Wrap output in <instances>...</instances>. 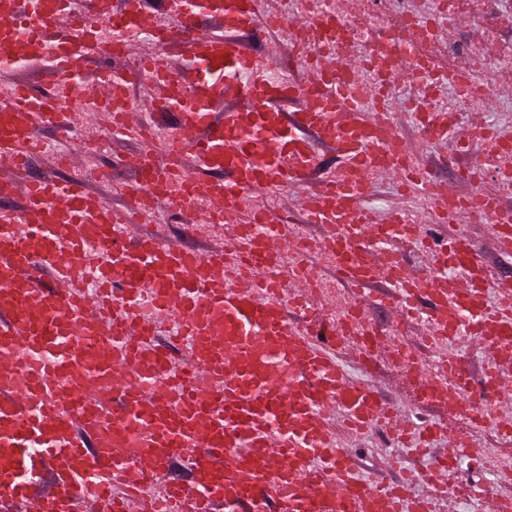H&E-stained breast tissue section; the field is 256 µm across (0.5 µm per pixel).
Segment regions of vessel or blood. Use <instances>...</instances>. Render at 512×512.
Wrapping results in <instances>:
<instances>
[{
	"label": "vessel or blood",
	"mask_w": 512,
	"mask_h": 512,
	"mask_svg": "<svg viewBox=\"0 0 512 512\" xmlns=\"http://www.w3.org/2000/svg\"><path fill=\"white\" fill-rule=\"evenodd\" d=\"M334 13L164 0L159 17L145 0H0V71L42 62L53 76L48 95L0 84V171L26 168L35 151L78 165L77 155L52 148L47 128L102 125L138 146L118 211L83 178L0 182V512H85L101 499L111 512H213L218 502L225 512H439L447 452L415 474L425 491L412 496L406 483L366 478L339 432L386 427L422 448L468 440L413 424L377 387L349 378L341 350L350 346L365 367L395 363L398 341L361 324L370 302L404 319L424 314L426 345L404 360V379L425 400L467 409L471 367L454 346L463 336L488 353L512 345V281L491 279L462 235L433 250L427 269L395 254L380 264L373 252L418 241L428 224L487 221L512 248V217L498 194L480 191L477 170L460 174L476 188L471 199L453 187L439 192L392 120L386 86L426 79L420 28L403 33L398 58L380 47L351 59L324 36ZM206 18L220 19L221 30L203 26ZM104 21L112 33L101 41L93 29ZM261 28L288 30L303 78L271 79L279 59L246 52L242 36ZM139 35L158 46L181 41L194 84L132 101L136 74L156 89L175 81L163 56L138 50ZM91 61L102 67L87 79ZM79 86L84 107L75 114L65 105ZM166 112L174 128L152 137ZM415 117L432 139L457 126L452 114ZM482 133L485 149L512 156V135ZM324 148L342 168L307 184ZM380 178L429 196L430 208L377 219L365 195ZM298 185L306 223L323 233L287 269L293 231L254 198ZM16 195L21 208L4 206ZM159 210L189 215L191 236L224 225V245L196 254L141 232ZM324 264L355 291L327 327L299 315ZM451 270L463 279L440 288ZM379 283L385 291L373 294ZM162 332L179 355L158 343ZM361 332L372 345L355 342ZM511 390L512 366L489 362L475 427L496 423L512 434L503 398ZM183 456L191 479H168ZM47 472L53 490L33 498Z\"/></svg>",
	"instance_id": "vessel-or-blood-1"
}]
</instances>
